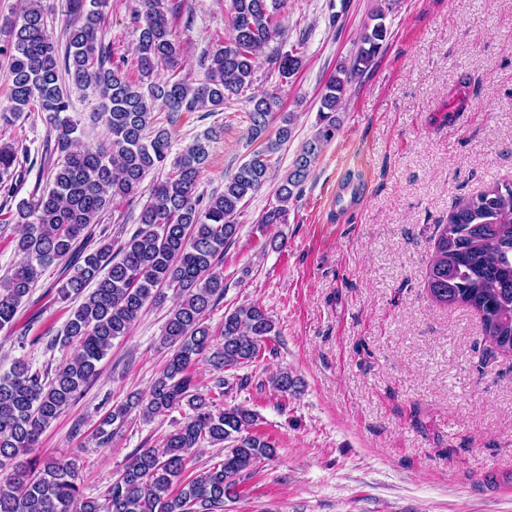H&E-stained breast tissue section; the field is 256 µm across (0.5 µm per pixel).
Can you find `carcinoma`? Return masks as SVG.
I'll return each mask as SVG.
<instances>
[{"instance_id": "obj_1", "label": "carcinoma", "mask_w": 512, "mask_h": 512, "mask_svg": "<svg viewBox=\"0 0 512 512\" xmlns=\"http://www.w3.org/2000/svg\"><path fill=\"white\" fill-rule=\"evenodd\" d=\"M139 3L135 80L112 62L104 44L100 22L106 0H73L75 19L62 54L48 32L42 0H26L19 15L0 20V56L7 59L10 82V107L0 110V122L13 123L38 104L58 153L48 161L49 186L16 204L15 223L24 225L17 244L22 260L0 277V332L14 333L20 306L56 261L62 264L58 299L84 296L63 329V343L77 348L73 358L42 373L17 359L0 375V512H222L224 500L239 495V484L254 466L276 456L275 445L254 432L256 411L216 404L227 385L223 372L259 357L275 332L274 320L258 304L242 305L224 313L217 337L204 317L224 293L218 266L238 235L242 203L269 179V156L290 139L294 113L282 115L275 138H268L280 99L268 92L251 96L248 135L252 142L263 140L262 147L225 177L222 192L206 200L196 193L208 159L200 141L183 150L165 179L148 189L143 180L165 164L172 148L169 130L156 125L154 113L215 112L229 96L250 88L259 54L281 34L286 0H230L232 36L207 54L206 80L198 83L178 76L183 46L170 18L182 14L185 0ZM384 19V10H376L355 54L327 80L316 132L302 146L278 188V205L262 215L261 225L287 223L294 190L336 136L338 110L350 85L383 48ZM271 61L283 77L302 66L293 51L277 50ZM69 84L98 96L106 141L82 140L80 121L69 115ZM19 164L18 147L0 144V209L16 197L8 181ZM145 191L149 197L139 226L128 239L98 228L114 199ZM425 285L436 303L475 311L489 345L512 355V180L494 182L456 205L436 238ZM165 288L174 294L162 336L170 356L149 392L115 406L93 438L110 445L112 426L123 425L135 410L146 421L183 405L191 414L163 437L162 447L139 449L102 502L82 496L72 459L20 460L96 379L112 341L128 335L145 307L164 298ZM203 358L217 372L207 394L194 384V368ZM271 383L282 394L299 392V379L286 371ZM204 443L224 445V459L194 473L191 450Z\"/></svg>"}]
</instances>
